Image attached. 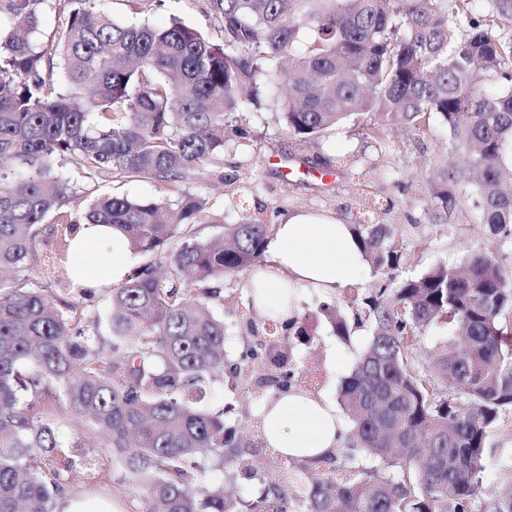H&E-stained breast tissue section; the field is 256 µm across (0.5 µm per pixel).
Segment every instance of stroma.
Instances as JSON below:
<instances>
[{
    "instance_id": "1",
    "label": "stroma",
    "mask_w": 512,
    "mask_h": 512,
    "mask_svg": "<svg viewBox=\"0 0 512 512\" xmlns=\"http://www.w3.org/2000/svg\"><path fill=\"white\" fill-rule=\"evenodd\" d=\"M175 17L209 39L222 38L221 22L211 12L209 0H158L147 15L150 25L158 28L168 26ZM247 120L251 137L248 147L224 153V172L233 177V184L221 183L202 170L188 171L180 182L182 190L209 201L213 221L198 225L199 237L218 235L223 226L238 223L243 211L255 208L271 222L281 214L301 210L329 213L346 223L358 224L363 220L365 202L375 201L380 206L377 223L389 225L404 257L393 273L394 279L420 275L440 263L460 265L473 247L493 252L507 270H512V241L481 223L469 175H461L455 186L459 203L454 210L443 208L434 196L444 172L457 160L449 146L448 131L438 118H430L418 127L393 125L376 134L372 131L375 116L359 115L324 137L302 144L282 130L270 108L248 114ZM340 155L345 158L342 168L325 172L324 163ZM76 192L83 200L113 192L157 200L172 196L170 187L161 181L116 182L109 177L81 180ZM70 268V261L57 263L56 292L88 312L106 314L109 288L84 295L74 286ZM379 281V275L369 269L358 282L328 297L306 289L299 291L297 312L309 321L311 341L303 345L295 337L281 336L275 348L286 353L295 374L306 379L310 394L338 401L345 378L371 336L367 326L353 328L346 339L334 336L329 323L318 313L320 306L328 302L346 317H353L356 299L378 287ZM262 395V390L227 373L213 383L210 405L215 409L230 407L233 418L252 427L257 423L253 410ZM61 439L68 444L92 441L99 461L97 482H86L82 473H74L72 493L115 503L120 512H142V495L121 484V472L112 464V451L100 437L72 423ZM489 445L493 455L488 461V486L495 491L503 471L512 467V418L502 419L490 430Z\"/></svg>"
}]
</instances>
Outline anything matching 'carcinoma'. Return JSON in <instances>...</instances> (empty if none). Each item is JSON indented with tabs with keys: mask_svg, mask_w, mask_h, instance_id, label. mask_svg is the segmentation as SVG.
I'll return each instance as SVG.
<instances>
[{
	"mask_svg": "<svg viewBox=\"0 0 512 512\" xmlns=\"http://www.w3.org/2000/svg\"><path fill=\"white\" fill-rule=\"evenodd\" d=\"M47 0H0V512H54L91 452L70 454L48 404L106 437L122 481L144 512H512L491 493L487 432L512 414V273L468 250L460 270L438 264L374 289L354 324L372 337L343 382L353 424L342 454L298 460L209 407L228 370L287 391L286 362L249 349L225 353L224 279L260 266L274 225L248 216L212 239L197 237L208 200L180 193L158 203L124 195L67 207L78 179L112 176L175 184L191 169L224 168L245 148V115L276 98L300 142L352 116L421 125L438 116L454 151L479 174L475 205L496 232L512 224V0H210L216 43L173 19L166 28L122 24L101 0H67L66 27L37 40ZM61 78H53V65ZM288 93L277 98L279 86ZM450 167L437 199L456 207ZM82 224H109L145 257L112 288L107 322L20 274L52 240L71 252ZM367 261L390 274L402 254L386 224L354 225ZM335 335L352 325L320 309ZM460 329L418 363L426 331ZM310 335L300 316L267 315L263 330ZM260 447L274 471L320 466L294 488L245 465ZM261 485L244 502L207 484L206 463Z\"/></svg>",
	"mask_w": 512,
	"mask_h": 512,
	"instance_id": "obj_1",
	"label": "carcinoma"
}]
</instances>
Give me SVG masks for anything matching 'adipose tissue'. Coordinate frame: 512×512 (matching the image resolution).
<instances>
[{
  "instance_id": "ef3b65f1",
  "label": "adipose tissue",
  "mask_w": 512,
  "mask_h": 512,
  "mask_svg": "<svg viewBox=\"0 0 512 512\" xmlns=\"http://www.w3.org/2000/svg\"><path fill=\"white\" fill-rule=\"evenodd\" d=\"M266 251L271 264L253 282L251 295L260 310L281 304L287 288L300 285L327 295L359 279L367 267L351 226L329 215L294 212L275 224ZM76 286L124 281L130 268L122 234L100 224L82 225L74 247ZM272 447L304 459L342 447L344 419L335 405L307 393L282 394L271 408H259Z\"/></svg>"
}]
</instances>
